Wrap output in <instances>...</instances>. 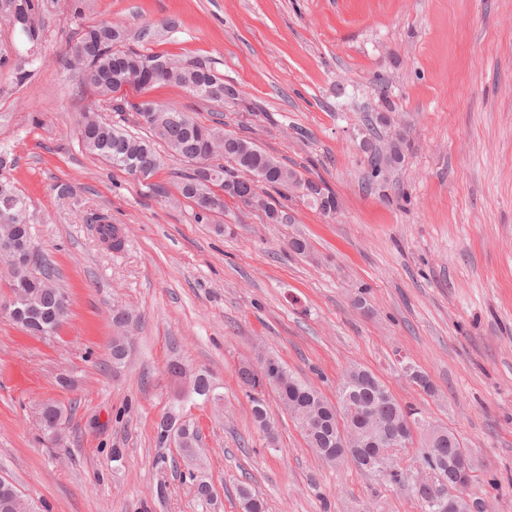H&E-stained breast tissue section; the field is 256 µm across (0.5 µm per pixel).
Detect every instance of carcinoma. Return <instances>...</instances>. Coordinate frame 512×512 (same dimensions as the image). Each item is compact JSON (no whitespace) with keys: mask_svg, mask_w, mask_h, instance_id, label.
Returning a JSON list of instances; mask_svg holds the SVG:
<instances>
[{"mask_svg":"<svg viewBox=\"0 0 512 512\" xmlns=\"http://www.w3.org/2000/svg\"><path fill=\"white\" fill-rule=\"evenodd\" d=\"M19 11L28 19L22 33L32 44L39 41L40 33L34 25V0H16ZM83 36L99 42L98 53L84 61L75 47H70V67L90 75L86 84L100 97L115 100L114 112H130L135 124L149 133V138L137 137L125 128L107 122L95 112L84 113L78 127V136L84 148L128 173L142 174L149 179L161 165V156L155 144H162L167 152L192 164V172L180 182L181 195L192 201L199 213V220L208 218V213H224V197L248 205L264 208L266 217L279 222V211L260 199L259 190L266 187L299 193L314 183V179L289 167L274 156L263 151L253 141L224 133L221 122L205 125L190 115L178 117L180 111L160 105L152 100L129 103L118 96L119 87L125 85L138 90L154 86L175 85L191 95L224 107V77L202 60H182L167 55L145 52L124 45L126 35L121 28L107 22L87 25L80 29ZM153 112L154 119L141 121L142 113ZM405 138L398 134L387 145L367 138L360 144L367 155L371 176L400 164L404 159ZM233 162L244 176L230 175L222 160ZM311 206L333 214L338 208L336 195L327 187L318 196H302ZM99 240L118 251L124 246L123 229L104 217L95 226ZM0 239L12 242L18 251V260L11 268L10 288L17 301L10 313L11 319L24 329L50 338L57 335L67 312L57 315L59 307H68L69 300L64 291L55 285V270L39 260V250L34 241L29 205L9 178L0 177ZM258 361L273 363L278 367L279 384L274 387L282 408L294 423L301 421L310 426L305 435L311 449L327 448L336 438L339 420L347 421L350 429V447L337 448L335 452L354 455V465L370 469L369 462L381 451L373 445L377 425L359 417L349 418V405L371 408L383 422H399L405 415L413 413L401 405L370 370L361 365L350 366L343 374L338 386V399L334 404L324 400L313 385L296 377L275 356L259 355ZM238 375L242 382L256 391L264 388V375L256 370L241 368ZM39 441L54 445L60 438L64 410L51 402L38 410ZM252 416L258 428L264 430L269 439H274V426L268 418L263 400L252 398ZM201 429L195 423L183 431L179 447L180 456L189 478L194 481L196 495L200 501L211 497V485L202 476L204 463L198 455ZM462 449L456 436L444 441L439 454L427 449L420 450V465L434 472L437 480L452 484L456 481V470L448 460ZM412 474L398 468L387 475L393 484H408L421 506L422 512H442L430 503V486L413 485ZM244 512H267L266 504L247 485L237 489ZM0 512H40L34 500L23 495L4 477L0 478Z\"/></svg>","mask_w":512,"mask_h":512,"instance_id":"obj_1","label":"carcinoma"}]
</instances>
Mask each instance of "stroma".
<instances>
[{
	"label": "stroma",
	"instance_id": "stroma-1",
	"mask_svg": "<svg viewBox=\"0 0 512 512\" xmlns=\"http://www.w3.org/2000/svg\"><path fill=\"white\" fill-rule=\"evenodd\" d=\"M37 3L39 43L0 25V149L69 311L56 339L28 335L9 317L0 265V474L42 512H241L244 481L267 512H421L407 487L324 463L271 390L268 447L238 376L261 346L331 402L349 364L371 369L468 449L469 497L512 512V0H83L78 15L71 0ZM101 20L127 46L208 61L237 97L224 131L323 179L337 212L271 190L281 223L233 200L200 222L178 190L186 162L164 157L144 182L88 153L83 113L119 115L66 58ZM125 96L213 118L178 87ZM380 112L392 118L382 136L403 133L408 147L375 179L359 144ZM98 215L123 228L121 251L99 242ZM116 336L132 342L117 369ZM173 363L206 372L223 397L187 407L204 433L208 505L176 449L153 441ZM42 401L65 408L51 447L38 440Z\"/></svg>",
	"mask_w": 512,
	"mask_h": 512
}]
</instances>
